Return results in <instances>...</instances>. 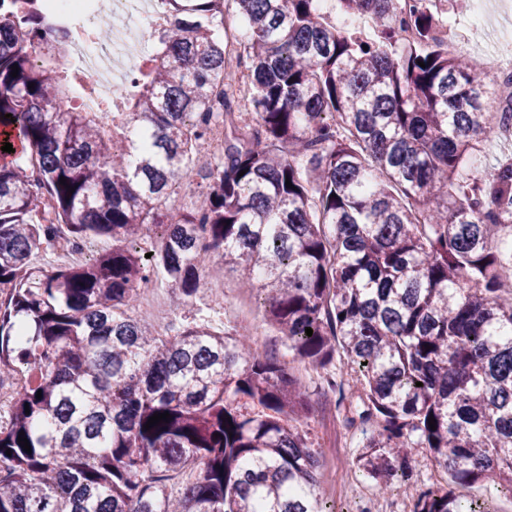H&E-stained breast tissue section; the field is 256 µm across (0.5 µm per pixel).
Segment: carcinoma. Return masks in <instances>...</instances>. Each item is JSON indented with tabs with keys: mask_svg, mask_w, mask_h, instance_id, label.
Listing matches in <instances>:
<instances>
[{
	"mask_svg": "<svg viewBox=\"0 0 512 512\" xmlns=\"http://www.w3.org/2000/svg\"><path fill=\"white\" fill-rule=\"evenodd\" d=\"M161 2L109 134L103 113L64 107L51 60L66 31L35 0H0V386L29 375L0 411V512H328L310 403L284 365L245 333L185 314L162 338L136 312L159 269L187 306L216 257L268 290L294 356L324 368L340 349L359 374L349 423L379 492L426 448L450 484L413 512H474L480 482L512 493V159L465 176L512 101L436 38L457 0H337L372 20L366 40L326 25L321 0ZM228 7L247 37L234 66ZM242 71L248 110L232 94ZM218 119L224 155L207 166ZM193 183L197 203L171 208ZM62 228L112 250L35 265Z\"/></svg>",
	"mask_w": 512,
	"mask_h": 512,
	"instance_id": "obj_1",
	"label": "carcinoma"
}]
</instances>
